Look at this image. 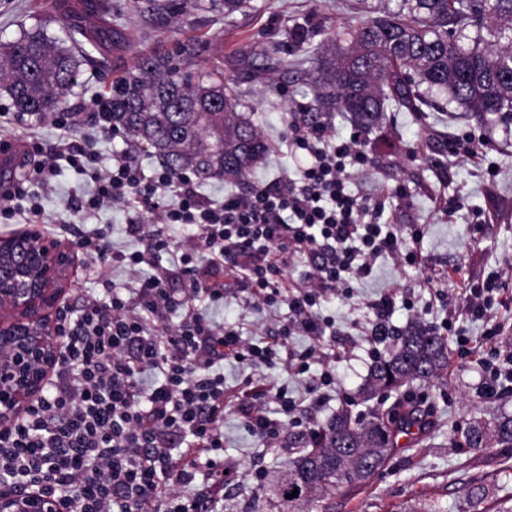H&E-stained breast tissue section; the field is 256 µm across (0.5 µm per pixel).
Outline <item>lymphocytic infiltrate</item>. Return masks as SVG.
I'll return each mask as SVG.
<instances>
[{
    "label": "lymphocytic infiltrate",
    "mask_w": 512,
    "mask_h": 512,
    "mask_svg": "<svg viewBox=\"0 0 512 512\" xmlns=\"http://www.w3.org/2000/svg\"><path fill=\"white\" fill-rule=\"evenodd\" d=\"M363 142V131L344 138L329 120L313 127L289 121L288 146L303 158L298 177L214 202L187 173H147L123 152L101 169L88 142L66 136L47 147L29 141L32 176L49 184L63 162L88 174L94 189L82 211L121 205L129 234L145 246L116 251L106 229L71 233L45 223L39 207H24L25 186H0V219L43 225L56 238L71 236L81 265L104 274L101 294L60 310L62 356L42 396L0 433V487L51 493L64 512H217L224 495L226 403L263 440H277L290 426L314 435L287 391L277 392L273 412L263 404L264 385L252 378L227 396L218 366L227 359L249 368L280 361L294 374L308 373L320 353L295 350L288 338L295 331L313 340L325 336L330 322L319 311L322 300L349 294L352 282L372 277L378 259L420 264L424 228L386 216L392 190L383 186L365 196L350 188L351 168L365 164ZM176 224L191 228V235L171 238L168 229ZM165 254L172 257L167 267L160 264ZM298 257L309 268L294 290L288 270ZM114 265L134 272V279L116 285L106 275ZM229 286L257 308L287 305L290 323L252 343L197 312L200 293L218 301ZM419 286L435 289L448 315L442 328L459 357L482 369L489 356L500 359L485 388L487 396L497 395L503 382H512V324L498 320L493 308L512 304V262L459 288L436 284L429 274ZM414 294L390 289L370 301L375 319L364 330L369 342L394 336L389 319L395 302L411 304ZM178 309L184 318L169 324ZM464 317L483 321L480 337H465L457 328ZM148 371L161 374V381L145 383Z\"/></svg>",
    "instance_id": "lymphocytic-infiltrate-1"
}]
</instances>
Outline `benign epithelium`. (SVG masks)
I'll return each instance as SVG.
<instances>
[{"mask_svg": "<svg viewBox=\"0 0 512 512\" xmlns=\"http://www.w3.org/2000/svg\"><path fill=\"white\" fill-rule=\"evenodd\" d=\"M74 255L29 225L0 238V432L41 394L64 349L57 319ZM0 512H63L44 492L0 490Z\"/></svg>", "mask_w": 512, "mask_h": 512, "instance_id": "benign-epithelium-1", "label": "benign epithelium"}]
</instances>
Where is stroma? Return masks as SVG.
Returning <instances> with one entry per match:
<instances>
[{
    "label": "stroma",
    "instance_id": "obj_1",
    "mask_svg": "<svg viewBox=\"0 0 512 512\" xmlns=\"http://www.w3.org/2000/svg\"><path fill=\"white\" fill-rule=\"evenodd\" d=\"M120 22L134 32V46L127 54L104 60L89 59L81 67L77 84L66 98L65 109L72 114L71 135L89 138L98 155L100 168L112 165V156L125 149L127 136L96 126L97 98L109 96L112 83L133 67L139 56L156 51H174L189 46L182 61L196 70L224 71L235 76L237 91L245 110L264 134L267 152L255 168L251 185L258 186L279 176L295 173V161L287 146L290 113L310 112L314 94L310 84L313 59L326 44L336 26L359 21V0H252L254 8L230 18L196 7L153 24L129 7L130 0H108ZM45 24L52 36H62L63 26L55 20L48 0H0V42L15 39L21 29ZM288 55L295 64L293 73H283L279 60ZM468 133L488 139L486 163L458 160L448 154V142ZM364 150L369 163L353 181L354 190L371 193L378 185L400 186L408 204L397 218L424 227L420 246V268H399L392 260L376 264L371 279L353 282L350 297H336L322 303L321 312L336 322V333L320 341L305 336L290 337L297 349L317 346L333 351L332 366L336 389L324 403H315L305 392L306 379L288 374L282 364L252 371L234 360L224 362V389L233 392L250 374L261 378L267 388L268 409H275V393L287 388L289 396L300 399L304 418L322 428L336 411L351 407L353 413L388 410L393 398L359 403L357 395L375 361L365 337L354 333V323H368L373 317L370 300L387 288H409L422 272H457L477 275L512 259V125L482 123L475 117L451 114L435 108L419 112L393 109L382 128L366 134ZM496 168L488 178L487 165ZM90 178L69 166H61L48 189L30 183L29 190L49 219L78 224L82 216L72 207L74 190H91ZM458 196L464 207L447 221L434 212L437 197ZM493 207L492 223L484 225L478 241H471L474 211ZM197 309L211 320L241 328L251 335L255 325L278 328L288 320L287 306L268 312L245 307L243 298L226 294L219 303L200 298ZM445 314L429 291L416 293L415 306L396 305L390 322L396 330L412 323L435 325ZM482 373L473 364L448 354V372L439 380L414 382L406 402L428 413V424L412 441L395 448L383 467L357 488L330 496V512H470L469 494L474 486L489 489L481 503L482 512H498L503 500L512 498V448H466L463 433L477 418L492 419L512 415V390H502L497 398L480 393ZM298 430L281 435L267 444L244 426L234 406L224 409V458L238 468L236 480L224 486L221 512H279L276 498L268 489L272 476L284 472L288 459L303 448Z\"/></svg>",
    "mask_w": 512,
    "mask_h": 512
}]
</instances>
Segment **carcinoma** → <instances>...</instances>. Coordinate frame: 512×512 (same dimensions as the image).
Instances as JSON below:
<instances>
[{
    "mask_svg": "<svg viewBox=\"0 0 512 512\" xmlns=\"http://www.w3.org/2000/svg\"><path fill=\"white\" fill-rule=\"evenodd\" d=\"M164 14L187 0H135ZM251 0H209L229 17ZM374 15L336 27L311 78L319 108L359 129L381 127L391 105L418 112L428 103L456 108L480 120L512 122V0H378ZM65 35L38 25L0 42V98L23 114L45 116L65 105L87 53L132 47L130 32L105 12L89 23L91 0H51ZM182 52L146 55L112 84V127L160 157L173 174L203 182L244 181L262 161L266 142L241 110L231 77H212L181 66ZM448 369V342L421 325L371 366L361 402ZM404 402L368 419L341 409L309 447L288 459L272 490L280 512H328V496L365 483L394 450L405 418ZM474 449L512 448V415L476 420L464 432ZM298 491L290 498L288 494Z\"/></svg>",
    "mask_w": 512,
    "mask_h": 512,
    "instance_id": "obj_1",
    "label": "carcinoma"
}]
</instances>
